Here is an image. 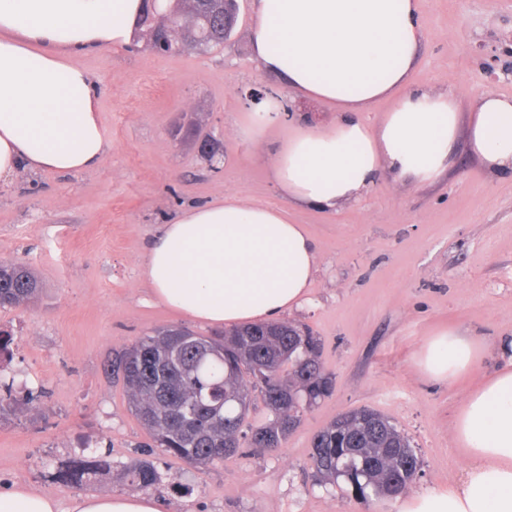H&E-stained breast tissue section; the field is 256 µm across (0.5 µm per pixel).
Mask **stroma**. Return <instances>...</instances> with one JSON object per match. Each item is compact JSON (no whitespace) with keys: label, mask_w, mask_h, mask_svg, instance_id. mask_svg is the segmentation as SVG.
Instances as JSON below:
<instances>
[{"label":"stroma","mask_w":512,"mask_h":512,"mask_svg":"<svg viewBox=\"0 0 512 512\" xmlns=\"http://www.w3.org/2000/svg\"><path fill=\"white\" fill-rule=\"evenodd\" d=\"M252 4L241 0L230 40L206 53L129 45L75 57L93 76L110 152L87 172H21L0 183V259L28 265L42 284L30 308L0 309V329L13 338L0 374L17 398L0 419V493L23 484L68 502L73 492L55 472L84 449L110 464L84 494L131 493L125 469L149 460L163 512H397L394 500H360L345 483L319 482L309 465L314 434L363 406L416 449L422 465L409 495L460 479L467 457L456 416L512 341V174H489L462 136L432 184L384 175L363 199L333 210L288 200L268 165L283 129H268L262 147L234 135L253 84L285 90L251 58ZM419 21L408 86L455 93L464 121L486 88L512 97V77L485 71L490 57H512V0H419ZM204 139L221 146L219 167L199 155ZM228 193L277 207L310 234L317 271L307 303L285 318L320 340L335 385L281 448L201 469L150 447L112 365L159 328L215 333L157 302L142 265L162 224ZM446 329L472 335L483 354L471 370L436 381L418 355Z\"/></svg>","instance_id":"stroma-1"}]
</instances>
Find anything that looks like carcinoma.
<instances>
[{"mask_svg": "<svg viewBox=\"0 0 512 512\" xmlns=\"http://www.w3.org/2000/svg\"><path fill=\"white\" fill-rule=\"evenodd\" d=\"M41 283L27 266L0 262V308H26ZM183 339L182 364L164 369L172 337ZM311 332L287 321L234 327L215 336L162 328L144 336L114 364L129 404L154 446L206 467L248 444L256 452L281 447L300 413L333 388ZM267 417L250 421L258 405ZM309 463L325 482L342 480L361 498L397 497L409 489L421 460L407 436L370 408L345 413L312 439ZM99 473L98 459L79 456L56 479L81 490ZM129 485L147 491L159 481L155 466L140 461L126 472Z\"/></svg>", "mask_w": 512, "mask_h": 512, "instance_id": "carcinoma-1", "label": "carcinoma"}]
</instances>
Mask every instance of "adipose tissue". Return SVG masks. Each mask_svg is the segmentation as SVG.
Masks as SVG:
<instances>
[{
    "label": "adipose tissue",
    "mask_w": 512,
    "mask_h": 512,
    "mask_svg": "<svg viewBox=\"0 0 512 512\" xmlns=\"http://www.w3.org/2000/svg\"><path fill=\"white\" fill-rule=\"evenodd\" d=\"M143 0H0V180L18 171L74 174L96 168L110 143L91 74L78 54L132 43ZM423 33L418 0H256L251 55L290 92L335 112L316 126L291 115L285 96L250 102L238 137L288 135L270 174L310 207L359 199L384 175L416 186L449 168L459 134L493 174L512 172V97L486 90L461 123L454 94L407 88ZM389 98L375 125L362 112ZM317 265L312 238L276 208L232 196L182 211L150 246L142 275L154 297L213 325L271 322L302 306ZM479 348L449 330L427 342L422 370L448 380ZM468 460L448 490L399 499L398 512H512V363L465 399L455 426ZM0 512H161L154 497L99 494L61 507L18 484Z\"/></svg>",
    "instance_id": "adipose-tissue-1"
}]
</instances>
